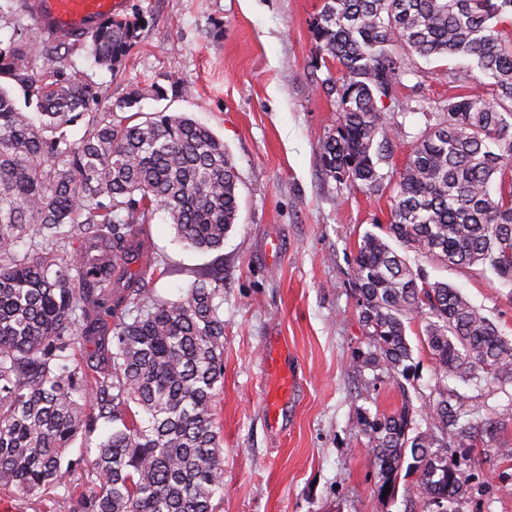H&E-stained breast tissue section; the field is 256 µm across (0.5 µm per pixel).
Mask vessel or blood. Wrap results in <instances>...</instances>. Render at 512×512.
<instances>
[{
    "label": "vessel or blood",
    "mask_w": 512,
    "mask_h": 512,
    "mask_svg": "<svg viewBox=\"0 0 512 512\" xmlns=\"http://www.w3.org/2000/svg\"><path fill=\"white\" fill-rule=\"evenodd\" d=\"M123 0H30L29 14L42 36L66 40L115 17Z\"/></svg>",
    "instance_id": "vessel-or-blood-1"
}]
</instances>
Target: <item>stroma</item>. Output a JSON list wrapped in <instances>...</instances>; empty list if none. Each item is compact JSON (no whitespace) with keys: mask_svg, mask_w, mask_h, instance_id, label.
Returning a JSON list of instances; mask_svg holds the SVG:
<instances>
[{"mask_svg":"<svg viewBox=\"0 0 512 512\" xmlns=\"http://www.w3.org/2000/svg\"><path fill=\"white\" fill-rule=\"evenodd\" d=\"M320 0H126V15L143 18L120 71L99 65L88 49L36 56L35 69L58 68L95 90L103 116L135 87L144 113L166 110L208 126L238 171V219L223 250L202 253L178 241L164 211L146 227L156 266L144 269L151 292L183 297L200 273L224 271V383L215 418L224 458V492L216 512H422L419 474L401 469L394 494L377 492L369 438L359 415L391 414L409 401L418 428L435 397V366L423 326L411 321L412 359L405 377L365 366L350 263L366 233L383 234L390 198L328 178L320 145L336 127L340 76L323 60L312 33ZM37 39L23 0H0V43ZM469 62L416 59L389 111L402 123L380 171L402 169L413 137L448 97L450 82L473 84ZM163 96H156V89ZM430 281L459 288L512 337V288L492 272L423 262ZM278 350L294 386L277 419L264 398L272 382L264 356ZM448 385L480 424L501 409L495 443L473 449L469 494L448 512H512V398L492 381Z\"/></svg>","mask_w":512,"mask_h":512,"instance_id":"1","label":"stroma"}]
</instances>
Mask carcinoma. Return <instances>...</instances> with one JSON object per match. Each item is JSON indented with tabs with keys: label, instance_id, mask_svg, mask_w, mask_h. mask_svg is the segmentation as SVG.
Masks as SVG:
<instances>
[{
	"label": "carcinoma",
	"instance_id": "cac0c4a2",
	"mask_svg": "<svg viewBox=\"0 0 512 512\" xmlns=\"http://www.w3.org/2000/svg\"><path fill=\"white\" fill-rule=\"evenodd\" d=\"M512 0H321L313 36L342 67L336 128L320 147L324 174L378 192L379 165L403 137L393 98L416 59L471 60L488 97L465 86L410 146L391 184L386 233L404 252L461 268L481 265L512 286ZM140 17H115L52 48L89 46L119 71ZM38 43L0 46V77L21 83L38 119L0 85V488L27 498L62 488L70 512H214L224 489L214 402L224 380V276H204L170 301L144 288L155 257L145 225L162 209L176 235L218 251L238 216V176L224 141L184 114L140 123L115 110L85 120L93 88L60 69L35 71ZM85 121L76 142L64 128ZM28 249L18 250L21 242ZM137 269H132V266ZM365 363L407 371L405 322L424 324L439 375L428 426L409 400L393 415H359L378 493H394L405 458L419 472L427 512L465 496L469 479L448 462L492 439L497 422L461 423L448 377L512 385V338L461 292L430 282L387 241L367 233L351 267ZM82 359L74 360L76 352ZM112 426L94 459L68 457L79 435ZM90 476L79 492L74 475Z\"/></svg>",
	"mask_w": 512,
	"mask_h": 512
}]
</instances>
